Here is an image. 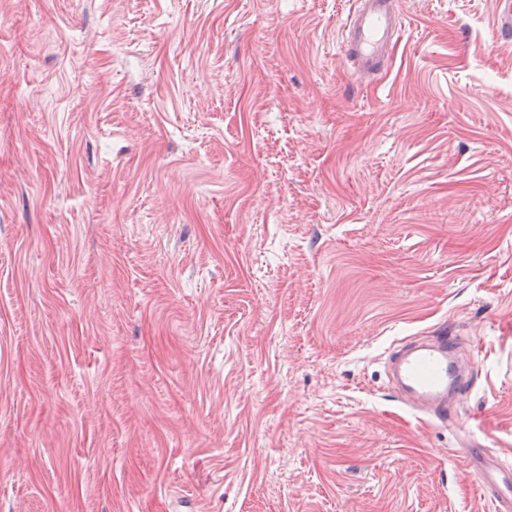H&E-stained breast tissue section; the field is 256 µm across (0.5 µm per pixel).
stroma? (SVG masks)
I'll use <instances>...</instances> for the list:
<instances>
[{
	"label": "stroma",
	"instance_id": "stroma-1",
	"mask_svg": "<svg viewBox=\"0 0 512 512\" xmlns=\"http://www.w3.org/2000/svg\"><path fill=\"white\" fill-rule=\"evenodd\" d=\"M0 0V512H492L512 51L492 0ZM459 336L446 420L399 343ZM402 17L396 0H357L342 25L347 62L360 79L376 80L400 38Z\"/></svg>",
	"mask_w": 512,
	"mask_h": 512
}]
</instances>
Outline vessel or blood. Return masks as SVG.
<instances>
[{"mask_svg":"<svg viewBox=\"0 0 512 512\" xmlns=\"http://www.w3.org/2000/svg\"><path fill=\"white\" fill-rule=\"evenodd\" d=\"M497 41H512V0H494ZM403 28L397 0H356L342 25L341 40L353 73L377 79L388 65ZM458 339L442 335L409 343L389 357L396 390L410 407L424 408L439 418L448 416V397L466 392L470 381L457 358ZM465 462L479 472L493 504V512H512V465L484 448L468 449Z\"/></svg>","mask_w":512,"mask_h":512,"instance_id":"obj_1","label":"vessel or blood"}]
</instances>
